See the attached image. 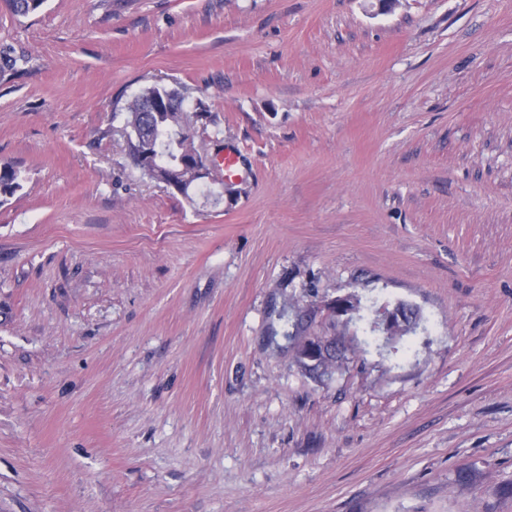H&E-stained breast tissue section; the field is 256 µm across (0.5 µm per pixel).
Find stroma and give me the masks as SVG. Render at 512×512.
Returning <instances> with one entry per match:
<instances>
[{"label":"stroma","mask_w":512,"mask_h":512,"mask_svg":"<svg viewBox=\"0 0 512 512\" xmlns=\"http://www.w3.org/2000/svg\"><path fill=\"white\" fill-rule=\"evenodd\" d=\"M155 83L223 203L129 159ZM1 163L0 512H512V0H0ZM20 172L11 164L0 165V203L22 189ZM313 340V344L310 341ZM336 347H340L339 341L336 336H307L302 340L301 349L305 351L308 359L316 358L319 355V349L323 355H326V350L330 352Z\"/></svg>","instance_id":"35a3bbf8"}]
</instances>
